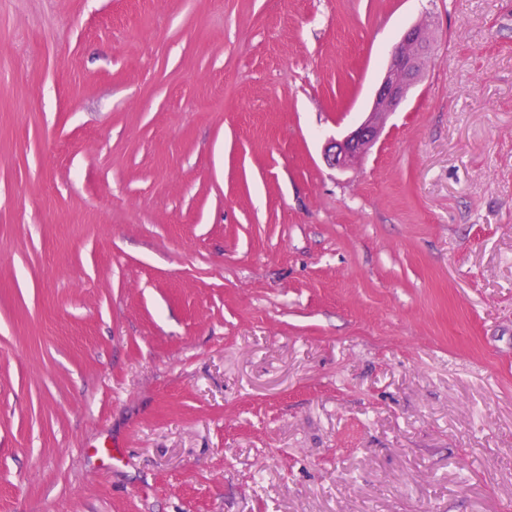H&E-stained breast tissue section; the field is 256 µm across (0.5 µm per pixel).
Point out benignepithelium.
Returning <instances> with one entry per match:
<instances>
[{
	"instance_id": "benign-epithelium-1",
	"label": "benign epithelium",
	"mask_w": 512,
	"mask_h": 512,
	"mask_svg": "<svg viewBox=\"0 0 512 512\" xmlns=\"http://www.w3.org/2000/svg\"><path fill=\"white\" fill-rule=\"evenodd\" d=\"M431 51L427 23H416L402 33L390 54L367 117L355 129L327 143L325 159L330 166L337 169L354 166L377 142L387 116L405 100Z\"/></svg>"
}]
</instances>
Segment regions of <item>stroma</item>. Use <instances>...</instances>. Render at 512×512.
Segmentation results:
<instances>
[{
	"instance_id": "1",
	"label": "stroma",
	"mask_w": 512,
	"mask_h": 512,
	"mask_svg": "<svg viewBox=\"0 0 512 512\" xmlns=\"http://www.w3.org/2000/svg\"><path fill=\"white\" fill-rule=\"evenodd\" d=\"M0 512H512V0H0ZM431 51L427 23H416L402 33L390 54L367 117L355 129L327 143L325 159L330 166L335 169L354 166L377 142L387 116L405 100Z\"/></svg>"
}]
</instances>
